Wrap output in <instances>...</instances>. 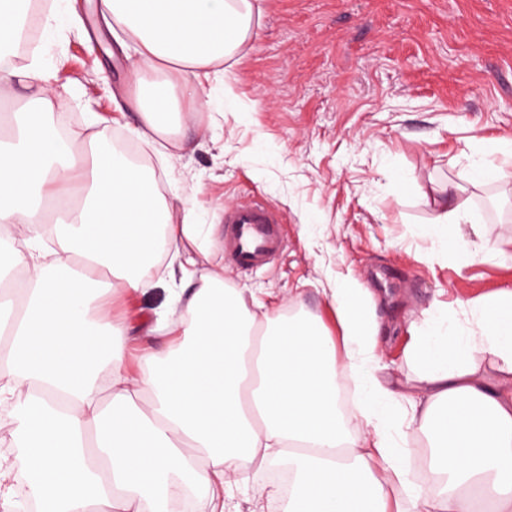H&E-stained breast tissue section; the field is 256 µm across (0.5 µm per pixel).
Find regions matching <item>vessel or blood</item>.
<instances>
[{"instance_id":"b4317fda","label":"vessel or blood","mask_w":512,"mask_h":512,"mask_svg":"<svg viewBox=\"0 0 512 512\" xmlns=\"http://www.w3.org/2000/svg\"><path fill=\"white\" fill-rule=\"evenodd\" d=\"M224 262L243 271L268 266L285 249L278 211L252 195L234 207L225 209Z\"/></svg>"}]
</instances>
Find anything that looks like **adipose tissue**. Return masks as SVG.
<instances>
[{
	"mask_svg": "<svg viewBox=\"0 0 512 512\" xmlns=\"http://www.w3.org/2000/svg\"><path fill=\"white\" fill-rule=\"evenodd\" d=\"M134 43V135H178L179 104L207 101L184 79L206 75L246 41L255 0H102ZM162 80H153V73ZM108 136L62 138L40 106L0 128V404L20 412L28 485L39 512H169L192 489L200 512H224L242 463L289 462L283 512H512V291L468 301L466 324L433 313L414 348L424 399L380 375L361 291L335 289L344 356L320 317L256 313L223 269L201 257L203 227L174 219L147 172ZM427 237L465 255L468 216L435 201ZM169 255L167 276L153 275ZM168 293L148 351L131 372L129 324L102 316L105 294ZM495 362V375L480 366ZM359 384L367 432L338 413L339 382ZM429 428L431 452L403 460L399 425ZM445 487L431 491L430 479Z\"/></svg>",
	"mask_w": 512,
	"mask_h": 512,
	"instance_id": "ef3b65f1",
	"label": "adipose tissue"
}]
</instances>
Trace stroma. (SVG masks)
Wrapping results in <instances>:
<instances>
[{
    "label": "stroma",
    "instance_id": "1",
    "mask_svg": "<svg viewBox=\"0 0 512 512\" xmlns=\"http://www.w3.org/2000/svg\"><path fill=\"white\" fill-rule=\"evenodd\" d=\"M98 2L48 0L52 20L33 54L49 81L31 83L19 61L8 111L37 98L75 133L134 127L133 45L96 33ZM260 9L240 50L203 81L208 109L182 104L184 135L144 144L157 191L209 225L210 265L224 263L225 207L252 194L274 206L286 250L255 272L225 268V284L264 310L289 314L303 301L338 340L331 293L357 283L380 325L376 355L408 393L407 357L436 305L459 320L462 302L512 291V153L488 157L498 179L450 200L497 243L469 235L465 257L423 234L435 187L458 180L488 140H512V0H260ZM163 302L158 289L104 306L132 322L143 349L161 342L151 329ZM265 472L245 463L224 512H277L281 493Z\"/></svg>",
    "mask_w": 512,
    "mask_h": 512
}]
</instances>
